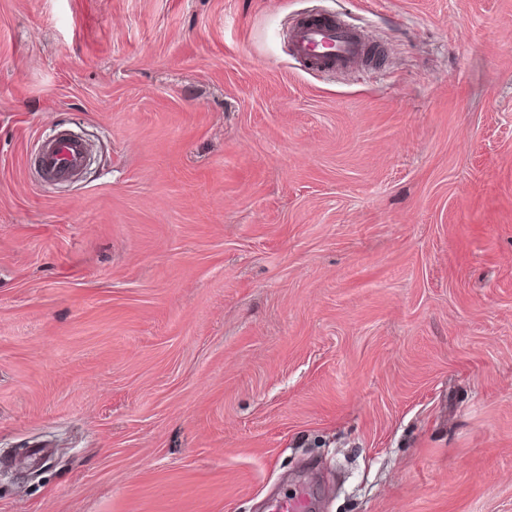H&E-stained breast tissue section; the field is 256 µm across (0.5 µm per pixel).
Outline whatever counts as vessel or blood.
<instances>
[{
	"mask_svg": "<svg viewBox=\"0 0 512 512\" xmlns=\"http://www.w3.org/2000/svg\"><path fill=\"white\" fill-rule=\"evenodd\" d=\"M293 57L311 71H348L366 67L369 45L362 32L336 15L310 14L288 32ZM86 145L76 137L59 135L43 141L39 163L43 175L54 180L78 178L85 166Z\"/></svg>",
	"mask_w": 512,
	"mask_h": 512,
	"instance_id": "b4317fda",
	"label": "vessel or blood"
}]
</instances>
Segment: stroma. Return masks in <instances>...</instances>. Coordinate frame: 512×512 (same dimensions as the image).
I'll list each match as a JSON object with an SVG mask.
<instances>
[{
  "label": "stroma",
  "instance_id": "obj_1",
  "mask_svg": "<svg viewBox=\"0 0 512 512\" xmlns=\"http://www.w3.org/2000/svg\"><path fill=\"white\" fill-rule=\"evenodd\" d=\"M8 450L0 512H512V0H0ZM291 55L311 71H348L367 66L370 50L362 31L338 15L309 14L288 32ZM86 145L70 135H57L45 140L39 148V163L48 179L70 180L78 178L85 166Z\"/></svg>",
  "mask_w": 512,
  "mask_h": 512
}]
</instances>
